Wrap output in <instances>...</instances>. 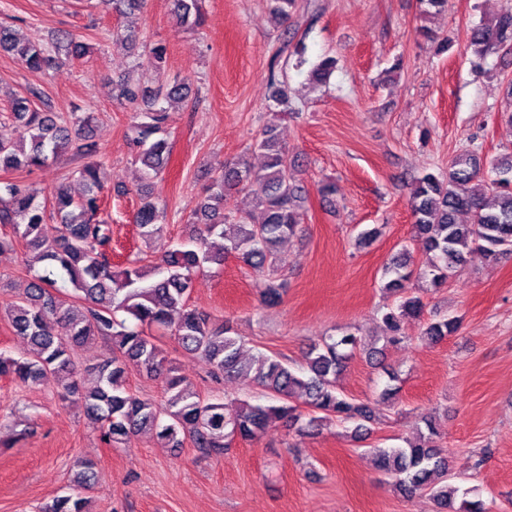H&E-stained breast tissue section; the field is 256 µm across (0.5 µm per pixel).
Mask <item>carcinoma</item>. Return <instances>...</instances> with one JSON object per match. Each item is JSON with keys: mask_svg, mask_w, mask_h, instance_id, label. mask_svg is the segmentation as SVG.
<instances>
[{"mask_svg": "<svg viewBox=\"0 0 512 512\" xmlns=\"http://www.w3.org/2000/svg\"><path fill=\"white\" fill-rule=\"evenodd\" d=\"M204 0H172V15L184 27L204 22ZM276 19L285 22L296 0H268ZM147 0H96L105 14L122 15L142 10ZM132 50L144 48L154 75L147 79L124 77L112 84L114 98L138 109L132 126L131 143L135 158L142 165L140 205L133 223L143 242H150L163 231L161 209L151 199L150 181L163 171L172 155V144L165 129L172 105L189 97V84H167L161 79L167 47L161 42L140 43L129 31L118 35ZM465 50L474 57V70L480 72L489 56L512 52V8L490 21H480L467 29ZM0 52L18 58L34 72H44L62 60H80L89 48L73 34L59 31L47 43L18 36L13 22L0 21ZM336 68V60L324 56L313 64L309 79L325 83ZM274 86L273 111L286 112L291 105L288 83L270 74ZM13 128L0 131V171L32 172L51 159L71 152L85 163L77 170L84 190L74 197L65 183L50 191V202L25 185L0 181V224H10L23 238L29 252L42 269L17 300L0 308L14 332L31 345L28 357L14 358L0 353V376H10L22 384L52 381L62 397L83 403L87 420L100 429L103 441L113 447L136 435L147 433L165 445L177 447L182 437L208 451L224 449L235 438L254 441L277 419H286L300 428H313L335 421L345 427L354 441L371 432L373 407L356 404L339 385L349 359L360 348L362 339L352 331L339 338L325 336L311 344L305 368H294L276 355L258 353L244 357L238 339L229 335L223 322L190 307L193 276L207 264L221 265L235 253L260 276L261 301L275 305L281 301L284 282L277 248L297 235L304 221V197L297 184L296 170L288 153L279 144L276 125L262 127L256 146L264 164L252 168L244 161L212 177L204 196L191 210L196 225L188 240L170 248L155 264L143 258L112 263V230L98 219L103 185L99 170L102 159L92 140L87 113L73 118L71 132L67 120L38 108L30 97L16 95L11 103ZM258 185L254 206L261 210L259 224H249L241 211L231 205L230 191H245ZM408 205L414 233L425 241L430 253L421 272L429 287L439 288L457 275L466 263L465 253L478 250L485 259L496 262L512 252V153H504L481 166L472 151L456 155L448 169L425 172L413 178ZM468 217L463 224L459 216ZM224 240V247H213L211 238ZM406 249L383 268V288L399 296V302L382 314L386 333L373 339L375 347L368 359L382 362L385 350L406 339L404 320L418 319L425 303L422 289L412 290ZM71 285L72 294L59 297L61 285ZM459 327L456 318H441L426 324L424 336L438 343ZM173 337L184 349L199 355L216 376L246 379L261 388L269 404L244 400L226 402L218 394L203 399L172 368L150 330ZM102 338L112 344L111 355L89 366H80L75 348ZM382 346H376V343ZM140 363L146 373L165 379V402L140 398L125 387L126 364ZM92 375L96 384L85 390L82 381ZM388 381L378 401L395 398L399 376L386 372ZM424 427H415L403 444L372 449L376 468L389 475L395 491L406 498L426 493L439 512H487L482 500H461L455 505L457 489L448 487V456L437 443L433 417L420 418ZM94 464L80 460L74 483L77 490L57 497L44 512H88V499L81 491L94 485Z\"/></svg>", "mask_w": 512, "mask_h": 512, "instance_id": "cac0c4a2", "label": "carcinoma"}]
</instances>
